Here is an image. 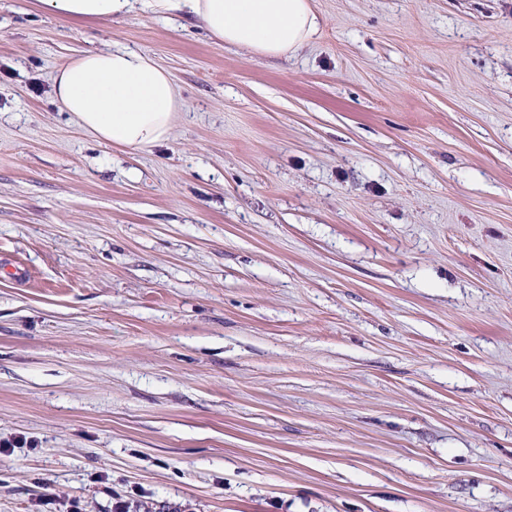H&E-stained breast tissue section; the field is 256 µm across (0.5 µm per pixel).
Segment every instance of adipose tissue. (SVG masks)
<instances>
[{"label":"adipose tissue","mask_w":512,"mask_h":512,"mask_svg":"<svg viewBox=\"0 0 512 512\" xmlns=\"http://www.w3.org/2000/svg\"><path fill=\"white\" fill-rule=\"evenodd\" d=\"M131 0H39L64 21L125 15ZM202 26L224 44L261 57L295 52L319 31L311 0H182ZM56 102L96 139L129 150L170 138L181 107L167 70L132 50L86 52L58 66Z\"/></svg>","instance_id":"obj_1"}]
</instances>
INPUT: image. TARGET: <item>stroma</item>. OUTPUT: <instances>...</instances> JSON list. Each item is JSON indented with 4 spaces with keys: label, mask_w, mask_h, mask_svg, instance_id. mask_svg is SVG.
Wrapping results in <instances>:
<instances>
[{
    "label": "stroma",
    "mask_w": 512,
    "mask_h": 512,
    "mask_svg": "<svg viewBox=\"0 0 512 512\" xmlns=\"http://www.w3.org/2000/svg\"><path fill=\"white\" fill-rule=\"evenodd\" d=\"M313 5L260 57L0 0V512H512V0ZM118 47L163 146L51 95ZM55 101L99 141L129 150L170 138L181 101L167 70L132 50L86 52L58 66Z\"/></svg>",
    "instance_id": "stroma-1"
}]
</instances>
